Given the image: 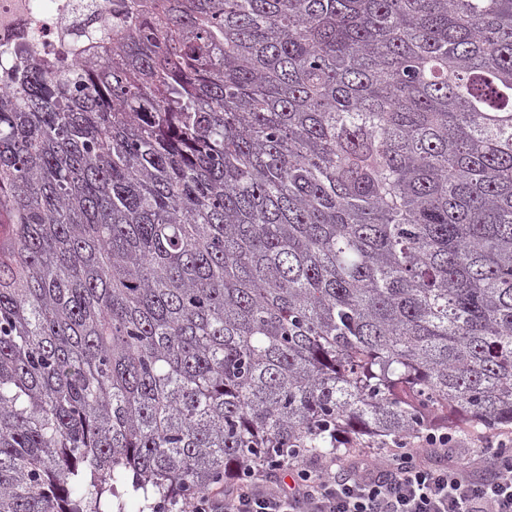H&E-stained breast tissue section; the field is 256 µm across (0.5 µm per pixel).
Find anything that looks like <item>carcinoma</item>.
Segmentation results:
<instances>
[{
    "instance_id": "cac0c4a2",
    "label": "carcinoma",
    "mask_w": 512,
    "mask_h": 512,
    "mask_svg": "<svg viewBox=\"0 0 512 512\" xmlns=\"http://www.w3.org/2000/svg\"><path fill=\"white\" fill-rule=\"evenodd\" d=\"M0 92V512L512 426V0H135Z\"/></svg>"
}]
</instances>
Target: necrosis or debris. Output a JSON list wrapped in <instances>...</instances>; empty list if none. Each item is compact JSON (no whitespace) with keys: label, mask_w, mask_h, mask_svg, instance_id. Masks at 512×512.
I'll use <instances>...</instances> for the list:
<instances>
[{"label":"necrosis or debris","mask_w":512,"mask_h":512,"mask_svg":"<svg viewBox=\"0 0 512 512\" xmlns=\"http://www.w3.org/2000/svg\"><path fill=\"white\" fill-rule=\"evenodd\" d=\"M133 0H0V73L26 55L51 53L74 64L106 56Z\"/></svg>","instance_id":"4bbe7bcc"}]
</instances>
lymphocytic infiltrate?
<instances>
[{
  "instance_id": "obj_1",
  "label": "lymphocytic infiltrate",
  "mask_w": 512,
  "mask_h": 512,
  "mask_svg": "<svg viewBox=\"0 0 512 512\" xmlns=\"http://www.w3.org/2000/svg\"><path fill=\"white\" fill-rule=\"evenodd\" d=\"M476 479L455 463L435 468L410 446L355 455L346 468L289 460L290 482L267 471H241L221 496L200 495L184 512H512V449H490L475 461Z\"/></svg>"
}]
</instances>
